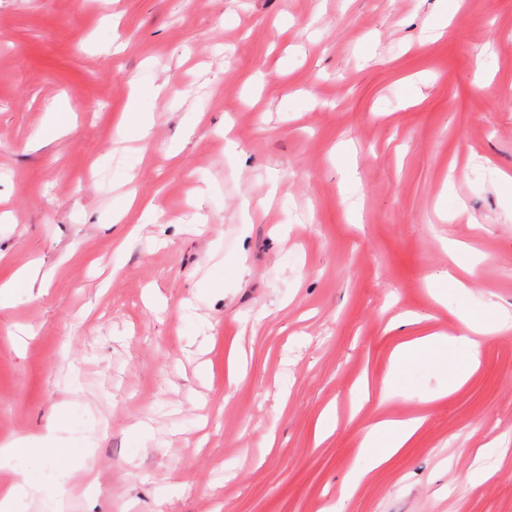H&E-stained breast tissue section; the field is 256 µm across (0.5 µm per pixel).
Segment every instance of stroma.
I'll return each instance as SVG.
<instances>
[{"label": "stroma", "mask_w": 512, "mask_h": 512, "mask_svg": "<svg viewBox=\"0 0 512 512\" xmlns=\"http://www.w3.org/2000/svg\"><path fill=\"white\" fill-rule=\"evenodd\" d=\"M132 77L154 117L135 166ZM508 88L512 0H0V282L52 275L0 309V444L69 451L64 512H512V329L442 399L445 371L391 367L404 340L512 314ZM60 110L74 129L29 149ZM416 412L346 492L365 428Z\"/></svg>", "instance_id": "stroma-1"}]
</instances>
